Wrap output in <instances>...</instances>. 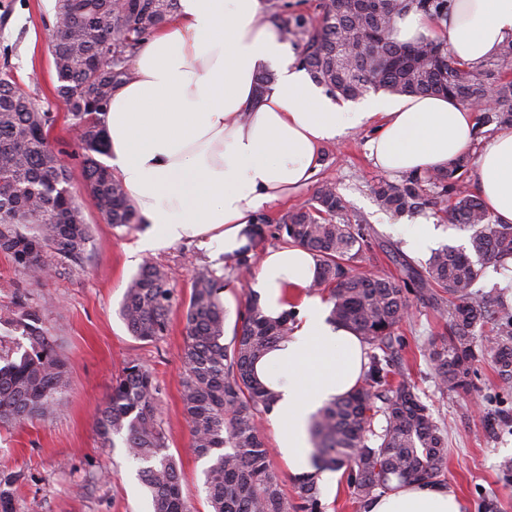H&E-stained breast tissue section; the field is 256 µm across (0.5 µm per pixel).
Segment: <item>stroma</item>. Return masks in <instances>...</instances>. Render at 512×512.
Listing matches in <instances>:
<instances>
[{"mask_svg": "<svg viewBox=\"0 0 512 512\" xmlns=\"http://www.w3.org/2000/svg\"><path fill=\"white\" fill-rule=\"evenodd\" d=\"M55 0H0V66H9L42 107L56 116L49 132L59 149L74 151L70 116L58 102L57 77L49 52ZM371 129L349 131L327 143L321 170L288 200L263 211L264 237L257 254L283 247L278 226L300 203L310 200L321 183L331 182L346 202L349 219L366 220L370 245L359 266L372 275H400L403 263L422 267L426 257L410 252L407 226L434 223L436 246L466 249L470 231L425 210L396 215L382 210L371 187L384 173L368 156ZM70 186L83 204L84 219L93 228L91 250L82 267H54L42 287L33 291L44 312V325L55 336L70 370V385L55 415L21 428L0 427V473L26 475L18 495L25 512H152L142 486L139 465L123 443L103 447L96 421L113 380L132 359L148 366L159 385L158 407L169 452L178 464L184 496L196 512H209L203 491L205 460L190 449L191 436L181 401L184 372V314L196 275L223 277L228 314H235L251 292V274H238L221 248L199 250L179 242L155 252L137 249L146 225L115 227L88 202L81 167L70 161ZM151 263L166 277L175 300L169 331L155 342L133 337L119 315L130 278L142 263ZM410 317L396 329V371L414 385L434 418L447 430L445 483L459 499L461 512H512V478L498 469L512 457V383L499 377L491 360L479 362L468 394L440 391L429 357L432 344L446 333L448 313L431 306L417 289H408Z\"/></svg>", "mask_w": 512, "mask_h": 512, "instance_id": "stroma-1", "label": "stroma"}]
</instances>
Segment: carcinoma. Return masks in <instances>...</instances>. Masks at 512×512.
Listing matches in <instances>:
<instances>
[{"label": "carcinoma", "mask_w": 512, "mask_h": 512, "mask_svg": "<svg viewBox=\"0 0 512 512\" xmlns=\"http://www.w3.org/2000/svg\"><path fill=\"white\" fill-rule=\"evenodd\" d=\"M451 0H322L321 16L311 24L302 15H270L283 36L298 38V63L334 96L356 99L369 91L393 95H445L463 105L492 104L477 122L512 123V40L478 67L458 61L446 40L422 38L402 44L390 38L394 19L415 9L439 22ZM179 0H55L54 17L67 25L50 37L58 86L56 96L71 117L78 158L89 201L116 227L140 224L123 185L99 160L107 154L104 116L112 93L130 78L126 62L178 10ZM53 113L40 107L12 71L0 70V251L9 254L28 277L10 305L0 309V325L18 332L27 344L10 346L0 336V425L22 426L51 415L65 393L69 370L54 337L42 327L41 308L30 288L41 285L50 255L70 267L82 266L92 242L83 208L58 186L69 183L68 166L53 150L48 131ZM470 159L411 174L399 182L381 180L372 187L382 209L413 213L454 199L453 221L472 230L470 248L444 247L430 254L425 274L405 267V277L381 278L357 273V259L369 241L360 223L343 218L345 203L332 184L289 213L279 231L289 245L303 246L317 257L319 272L311 290L328 292L330 320L353 330L370 346L358 386L326 403L312 416L311 471L297 477V499L284 492V480L269 462L270 449L259 414L272 410L275 395L254 374V365L288 340L295 312L276 321L262 314L249 296L225 339L227 311L221 278L201 274L192 284L185 316V373L181 396L191 434V451L207 458L204 492L211 512H324L318 480L325 471L345 469L353 493L366 501L418 481L441 483L448 455L447 434L422 403L413 386L396 375L391 354L396 326L407 305L405 291L420 289L432 305L448 304V335L433 347L440 389L466 393L477 362L489 357L499 376L512 380V314L496 320L492 339L477 342L496 298L473 290L486 261L512 259V224H496L464 175ZM437 189V200L424 198V184ZM257 229L251 244L233 255L236 269L255 264ZM440 287L438 294L434 287ZM173 290L164 275L144 264L128 282L120 315L132 336L154 342L166 335ZM159 387L153 373L130 360L112 384L97 419L103 446L120 435L139 464L153 512H194L183 496L175 458L168 452L158 420ZM382 419L380 430L374 421ZM21 471L0 474V512H22L17 488Z\"/></svg>", "instance_id": "obj_1"}]
</instances>
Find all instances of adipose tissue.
<instances>
[{"mask_svg": "<svg viewBox=\"0 0 512 512\" xmlns=\"http://www.w3.org/2000/svg\"><path fill=\"white\" fill-rule=\"evenodd\" d=\"M172 20L139 49L130 79L104 118L108 166L149 228L139 249L185 239L232 256L249 242L257 215L305 186L322 147L369 125L375 164L390 174L445 167L476 133L473 108L438 96H374L334 103L296 64L263 0H180ZM399 43L442 37L453 55L476 67L512 39V0H453L433 23L411 10L396 17ZM274 80L260 87L257 78ZM474 190L495 223L512 224V125L499 126L475 158ZM313 254L287 246L263 254L252 289L262 313L296 309L289 337L256 365L273 389L275 442L290 466H307L310 417L358 385L367 361L355 334L329 322L309 294ZM366 512H461L444 486L413 482L369 500Z\"/></svg>", "mask_w": 512, "mask_h": 512, "instance_id": "1", "label": "adipose tissue"}]
</instances>
